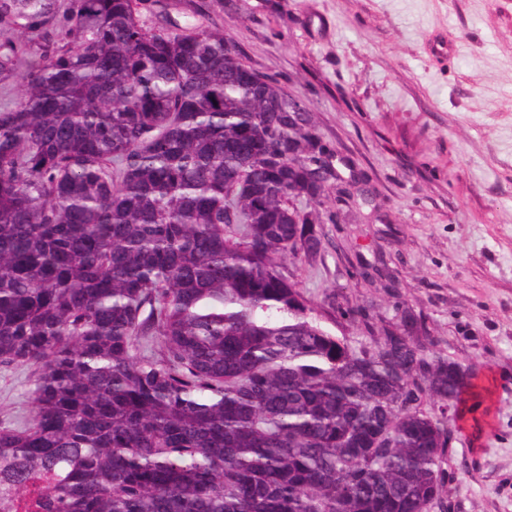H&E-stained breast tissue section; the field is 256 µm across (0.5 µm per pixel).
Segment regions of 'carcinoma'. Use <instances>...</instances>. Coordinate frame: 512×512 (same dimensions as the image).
Returning <instances> with one entry per match:
<instances>
[{
  "mask_svg": "<svg viewBox=\"0 0 512 512\" xmlns=\"http://www.w3.org/2000/svg\"><path fill=\"white\" fill-rule=\"evenodd\" d=\"M139 4L0 0V366L36 371L0 512H429L470 377L313 316L278 263L325 250L306 114Z\"/></svg>",
  "mask_w": 512,
  "mask_h": 512,
  "instance_id": "cac0c4a2",
  "label": "carcinoma"
}]
</instances>
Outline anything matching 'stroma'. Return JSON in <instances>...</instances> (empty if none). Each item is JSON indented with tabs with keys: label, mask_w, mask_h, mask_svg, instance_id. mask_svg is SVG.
I'll return each mask as SVG.
<instances>
[{
	"label": "stroma",
	"mask_w": 512,
	"mask_h": 512,
	"mask_svg": "<svg viewBox=\"0 0 512 512\" xmlns=\"http://www.w3.org/2000/svg\"><path fill=\"white\" fill-rule=\"evenodd\" d=\"M146 29L222 31L302 101L327 246L279 270L337 336H413L475 376L429 512H512V0H143ZM33 367H0V427Z\"/></svg>",
	"instance_id": "stroma-1"
}]
</instances>
